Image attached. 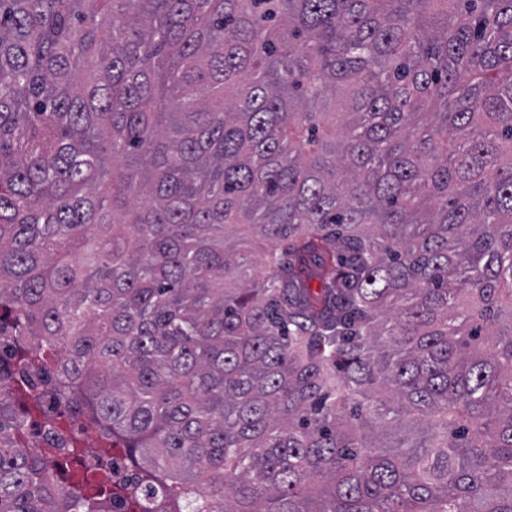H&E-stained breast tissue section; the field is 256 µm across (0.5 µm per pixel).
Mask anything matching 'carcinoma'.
I'll return each instance as SVG.
<instances>
[{"label": "carcinoma", "mask_w": 512, "mask_h": 512, "mask_svg": "<svg viewBox=\"0 0 512 512\" xmlns=\"http://www.w3.org/2000/svg\"><path fill=\"white\" fill-rule=\"evenodd\" d=\"M0 336V512H512V0H0ZM69 412L76 415L78 421L64 423L61 427H49L43 418L26 420L21 434L22 442L27 448H59L62 444L69 443L72 435L86 427L84 424L87 421L78 411ZM111 442H107L99 436L84 438L80 441L82 447V454H87L89 447L95 446L98 448L107 449L110 447ZM85 463L88 467H101L102 469H111L118 479H125L132 475L133 470L129 469L124 459L116 451L107 454H100L94 450L89 452L85 457Z\"/></svg>", "instance_id": "cac0c4a2"}]
</instances>
